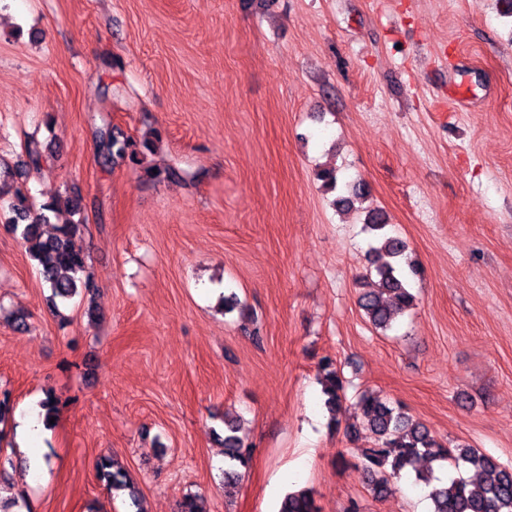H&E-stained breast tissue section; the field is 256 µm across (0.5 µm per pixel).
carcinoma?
I'll return each mask as SVG.
<instances>
[{
  "label": "carcinoma",
  "instance_id": "carcinoma-1",
  "mask_svg": "<svg viewBox=\"0 0 512 512\" xmlns=\"http://www.w3.org/2000/svg\"><path fill=\"white\" fill-rule=\"evenodd\" d=\"M97 160L108 168L128 162L141 165L153 151L150 140L138 141L106 122L97 131ZM28 161L18 164L12 181L0 184V201L8 199L12 216L8 224L22 228V239L30 257L37 262L39 273L51 291L53 307L77 295L93 296L96 284L87 270V257L75 247L74 236L84 218L82 197L70 200L71 220L52 235H44L41 226L50 223L48 213L56 212L53 203H45L35 213L29 204L28 190L23 180L26 168L37 169L42 162V150L37 141L26 146ZM365 227L375 233L377 244L369 249L370 267L367 272L377 279V287L363 294L361 307L369 322L383 331L392 328L398 317L415 305L408 280L418 274V268L408 258V246L397 237L384 233L385 218L371 215ZM322 393L330 422L338 424L345 400L344 381L335 364L321 361ZM362 427L353 424L351 433L364 429L373 436L375 447L362 450L363 472L372 491L379 497L392 492V479L402 472L414 474L415 483L428 488L427 497L432 512H512V467L500 464L493 457L468 446L448 448L438 441L423 424L413 420L400 408L378 395L364 393L359 397ZM224 482L241 477L240 469L249 467L252 449L238 436L236 424L224 420ZM448 463L456 468L464 465L474 471L470 478L451 477L447 482H435L421 463ZM100 480L114 491L129 490L136 512H145L135 487L124 468L115 459L102 457L96 464ZM278 512H318L313 491L300 488L287 493Z\"/></svg>",
  "mask_w": 512,
  "mask_h": 512
}]
</instances>
